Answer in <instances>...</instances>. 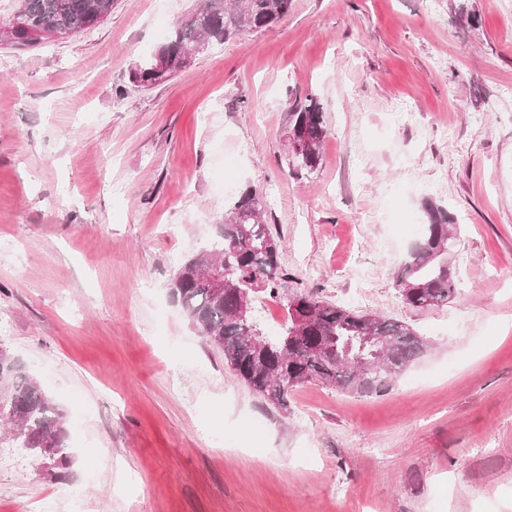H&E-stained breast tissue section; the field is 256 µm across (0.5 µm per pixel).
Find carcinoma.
I'll return each mask as SVG.
<instances>
[{
    "instance_id": "1",
    "label": "carcinoma",
    "mask_w": 512,
    "mask_h": 512,
    "mask_svg": "<svg viewBox=\"0 0 512 512\" xmlns=\"http://www.w3.org/2000/svg\"><path fill=\"white\" fill-rule=\"evenodd\" d=\"M116 0H18L31 34L9 42L36 44L44 38L75 35L100 23ZM290 8V0H202L178 20L155 51L135 63L129 80L152 87L170 80L190 66L188 54L209 48L239 33L259 32L277 24ZM327 135L322 107L314 95L292 108L288 137L303 141L297 154L314 169L321 161L320 147ZM264 199L249 187L225 211L212 247L189 256L174 274L170 292L180 303L189 324L224 356V364L267 404L288 410L293 388L312 380L343 390L383 392L425 349V342L409 325L321 300L314 293L292 297L305 318L294 323L286 306L287 324L279 334H265L252 295L273 296L285 274L279 245L266 224ZM430 223L400 264L395 287L414 308L431 299L441 305L455 297L457 275L448 265V244L455 229L448 210L427 205ZM218 265L226 272L224 291L216 293L204 269ZM328 350L313 353L316 344ZM66 415L46 395L22 362L0 346V448L23 450L38 468L54 478L64 477L71 465Z\"/></svg>"
}]
</instances>
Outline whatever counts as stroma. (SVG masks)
Returning a JSON list of instances; mask_svg holds the SVG:
<instances>
[{"instance_id": "1", "label": "stroma", "mask_w": 512, "mask_h": 512, "mask_svg": "<svg viewBox=\"0 0 512 512\" xmlns=\"http://www.w3.org/2000/svg\"><path fill=\"white\" fill-rule=\"evenodd\" d=\"M197 4L116 0L76 35L0 44V346L73 454L54 479L0 450V512H512V0H292L130 83ZM310 93L314 169L287 151ZM249 185L288 272L257 307L309 292L428 340L388 391L311 381L277 411L188 323L171 279ZM428 201L458 225V292L419 310L394 277ZM307 103L292 108L289 112L290 126L288 137L292 152L301 160L302 164L314 169L318 167L321 161L320 147L323 139L327 135L324 125L322 107L314 95H309ZM293 141L305 142V147L301 153L294 150Z\"/></svg>"}]
</instances>
